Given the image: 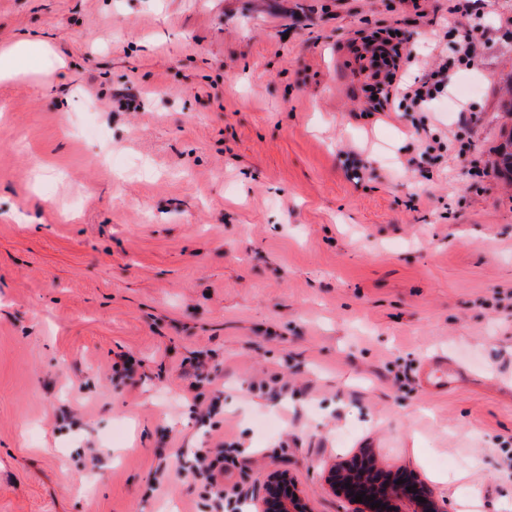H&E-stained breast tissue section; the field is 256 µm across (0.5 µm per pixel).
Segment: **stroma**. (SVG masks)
<instances>
[{"instance_id":"1","label":"stroma","mask_w":512,"mask_h":512,"mask_svg":"<svg viewBox=\"0 0 512 512\" xmlns=\"http://www.w3.org/2000/svg\"><path fill=\"white\" fill-rule=\"evenodd\" d=\"M454 3L0 0V45L51 49L0 84V512H213L181 467L222 436L231 498L280 469L343 512L327 473L368 451L512 512V22L472 0L457 112L365 110L363 37L399 31L413 79ZM453 23L457 27H455V29L458 33V40L455 42L456 52L459 54L462 61H467V63L474 61L479 55L480 47L478 28L472 26L469 29H465V24L458 20H453ZM458 28L463 29V31L460 32ZM420 382L432 391L448 392L455 382V376L448 370L446 359L433 358L421 370Z\"/></svg>"}]
</instances>
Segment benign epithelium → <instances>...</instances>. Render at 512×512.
Here are the masks:
<instances>
[{"label":"benign epithelium","mask_w":512,"mask_h":512,"mask_svg":"<svg viewBox=\"0 0 512 512\" xmlns=\"http://www.w3.org/2000/svg\"><path fill=\"white\" fill-rule=\"evenodd\" d=\"M358 460L332 468L327 482L334 491H339L348 503L346 512H446L429 489L414 478L399 484L397 479L381 476L382 469L374 460L364 459V467L356 466ZM363 494L362 501L355 496ZM373 501H368V498ZM425 502H418V498ZM381 503L372 507V503ZM254 512H308L307 506L298 498L289 474L282 470L268 473L262 492L250 501Z\"/></svg>","instance_id":"benign-epithelium-1"}]
</instances>
